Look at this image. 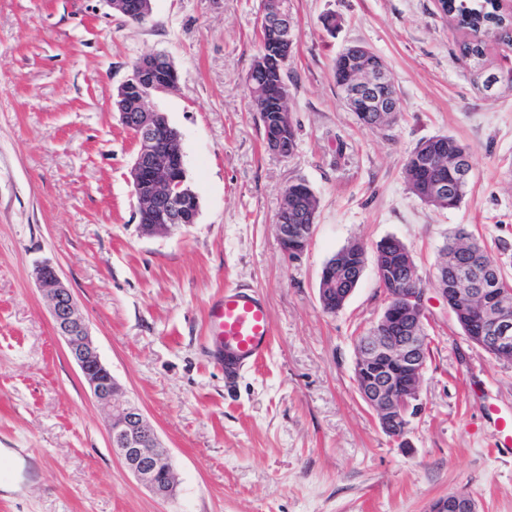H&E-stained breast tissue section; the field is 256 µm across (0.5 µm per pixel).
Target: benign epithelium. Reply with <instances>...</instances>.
I'll return each mask as SVG.
<instances>
[{
	"label": "benign epithelium",
	"mask_w": 512,
	"mask_h": 512,
	"mask_svg": "<svg viewBox=\"0 0 512 512\" xmlns=\"http://www.w3.org/2000/svg\"><path fill=\"white\" fill-rule=\"evenodd\" d=\"M258 24L281 32L288 63L294 27L286 9V0H263ZM168 55L153 54L136 62L132 73L120 86L123 92L119 117L138 141L130 176L138 199V221L148 234L164 233L176 224L196 223L200 212L197 193L188 183L181 137L170 126L165 114L153 112L148 101L153 95L172 89V84L156 83L155 73L169 63ZM343 101L360 116L376 113L379 124L399 111V104L384 79L383 59L370 48L352 45L342 51ZM288 203L278 213L276 230L283 254L294 260L304 253L311 238L305 224H285ZM350 268L348 256H339L337 268L321 276L319 299L339 294L338 275ZM34 277L50 302L56 335L65 343L96 401L108 410V435L112 454L133 476L160 498L175 495L177 482L172 458L141 409L119 393L112 372L103 363L91 335L89 324L78 308L57 267L49 260L38 263ZM394 288L386 292V304L378 330L359 337L356 343L354 372L362 400L374 411L383 432L395 440H404L410 432L411 418L423 404L419 392L426 369L429 337L423 334L430 319L426 307V289L415 286L410 265L391 275ZM443 298L453 297L479 308L483 331L468 340L504 362L512 361V317L502 315L493 303H507L512 290L499 287L491 275L474 288L448 289V281L437 288ZM432 512H477L475 501L455 493L435 504Z\"/></svg>",
	"instance_id": "obj_1"
}]
</instances>
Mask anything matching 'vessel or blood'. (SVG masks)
Instances as JSON below:
<instances>
[{
  "mask_svg": "<svg viewBox=\"0 0 512 512\" xmlns=\"http://www.w3.org/2000/svg\"><path fill=\"white\" fill-rule=\"evenodd\" d=\"M208 317L217 333L216 357L226 377L255 365L268 351L272 321L266 301L256 291H225L210 304Z\"/></svg>",
  "mask_w": 512,
  "mask_h": 512,
  "instance_id": "vessel-or-blood-1",
  "label": "vessel or blood"
}]
</instances>
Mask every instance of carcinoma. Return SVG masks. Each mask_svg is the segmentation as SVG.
<instances>
[{
	"label": "carcinoma",
	"instance_id": "cac0c4a2",
	"mask_svg": "<svg viewBox=\"0 0 512 512\" xmlns=\"http://www.w3.org/2000/svg\"><path fill=\"white\" fill-rule=\"evenodd\" d=\"M448 17L456 21L457 25L469 30L472 37L464 42L460 51L464 57L479 58L483 56L486 38L494 36L502 40L512 38L509 36V23L497 11L494 0H448L446 7ZM261 41V56L266 59L265 70H257V64H252L247 79L252 80L261 90V96L256 98V109L264 127V139L281 138L284 140L286 151L283 156L288 157L295 149V128L288 124V128L281 129L276 125L274 114L283 111L281 99L288 94V74L278 65L276 57L281 52L279 36L266 29L259 30ZM448 149V158L455 156L470 157V151L455 139L440 135L438 138H429L421 142L408 157L404 166L405 181L419 199H424L430 192L433 173L427 168V155L425 151L437 145ZM468 175L461 176L456 167L448 166V208L459 206L467 192L471 181L472 165H467ZM409 255L406 247L395 238H388L381 242L376 249L374 265L379 271L380 287L390 288L383 269L387 266L395 267L405 262ZM443 259L448 266L438 263L437 273H448V287L469 288L474 279L484 272L491 263L485 247L472 235L463 229L457 230L450 242L443 248Z\"/></svg>",
	"mask_w": 512,
	"mask_h": 512
}]
</instances>
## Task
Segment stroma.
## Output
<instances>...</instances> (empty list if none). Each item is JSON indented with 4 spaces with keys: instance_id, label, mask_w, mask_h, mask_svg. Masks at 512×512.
Returning a JSON list of instances; mask_svg holds the SVG:
<instances>
[{
    "instance_id": "stroma-1",
    "label": "stroma",
    "mask_w": 512,
    "mask_h": 512,
    "mask_svg": "<svg viewBox=\"0 0 512 512\" xmlns=\"http://www.w3.org/2000/svg\"><path fill=\"white\" fill-rule=\"evenodd\" d=\"M125 21L105 0H0V512H429L451 493L512 512V363L470 343L434 289L440 250L466 228L512 277V47L462 57L465 31L434 0H287L296 39L288 90L296 148L271 152L245 86L260 51L261 0H153ZM340 20L328 32L320 18ZM362 44L385 61L395 122L364 127L334 77ZM162 51L178 85L153 98L181 135L196 223L149 235L129 169L138 151L113 106L141 56ZM448 135L471 151L459 207L415 196L404 164ZM303 180L318 209L311 243L287 259L275 221ZM408 249L430 313L423 410L406 442L360 398L359 336L385 294L366 265L344 307L323 310L324 264L352 243ZM51 260L85 314L104 364L168 448L172 499L115 458L107 413L53 329L35 283ZM257 291L273 339L233 380L213 355L206 310L225 289Z\"/></svg>"
}]
</instances>
